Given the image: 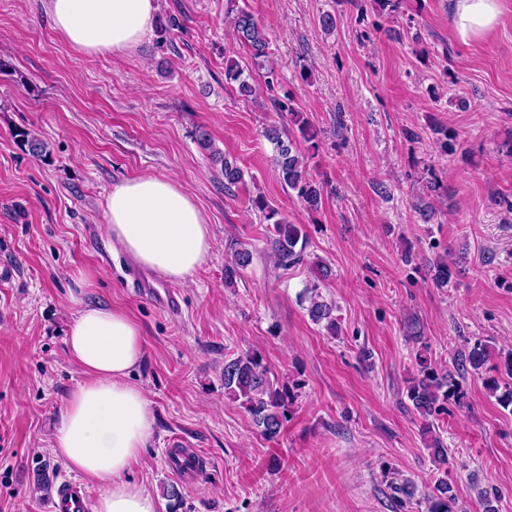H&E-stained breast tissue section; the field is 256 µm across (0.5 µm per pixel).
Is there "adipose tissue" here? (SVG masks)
<instances>
[{
	"instance_id": "adipose-tissue-1",
	"label": "adipose tissue",
	"mask_w": 512,
	"mask_h": 512,
	"mask_svg": "<svg viewBox=\"0 0 512 512\" xmlns=\"http://www.w3.org/2000/svg\"><path fill=\"white\" fill-rule=\"evenodd\" d=\"M462 43L482 39L502 19L501 0H448ZM156 0H47L52 28L89 56L118 54L142 43ZM105 218L116 241L139 266L172 282L190 278L212 252L213 237L196 201L172 178L140 175L115 185ZM142 330L127 313L81 307L67 353L84 379L68 394L52 451L65 467L103 483L90 512H157L158 500L128 474L153 432L144 391L130 380L143 358Z\"/></svg>"
}]
</instances>
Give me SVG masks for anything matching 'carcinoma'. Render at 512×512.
I'll return each mask as SVG.
<instances>
[{
    "label": "carcinoma",
    "instance_id": "cac0c4a2",
    "mask_svg": "<svg viewBox=\"0 0 512 512\" xmlns=\"http://www.w3.org/2000/svg\"><path fill=\"white\" fill-rule=\"evenodd\" d=\"M232 25L236 38L249 48L254 65L259 68L265 67L269 54V37L263 25L244 9L235 12ZM224 77L226 82L237 84L241 95H252V85L244 77L243 69L234 60H226ZM264 137L274 145L272 162L279 170L284 184L296 193L308 208H318L322 203L323 185L307 172L304 157L290 131L272 124L264 128ZM14 138L18 146L32 157H49L47 142L31 131L18 128L14 132ZM198 144L202 150L208 152L212 161L221 164L225 190L230 191L243 182L242 169L224 156L207 132L199 134ZM255 205L264 213L265 219L271 222V227L268 228V245L274 263L283 269L303 263L306 248V234L303 228L282 218H276L277 211L260 198L256 200ZM252 259V252L248 249H233L232 264L224 268L225 282L232 283L240 271L251 264ZM433 270L434 284L439 288L447 286L452 276L450 264L438 262L433 266ZM302 299L309 302L307 311L311 320L317 324L325 323L330 333L336 334V305L325 301L319 295L318 286L304 289ZM494 353L492 346L476 342L460 353L456 360V369L463 373L472 371L478 374L493 358ZM417 364L418 375L410 380L407 396L418 414L426 419L445 412L449 400L459 399L460 385L453 381L448 370L442 371L432 366L425 355H418ZM224 395L240 402L263 436L270 440L279 436L288 411V389L277 386V380L270 377L269 369L258 354L243 353L224 361ZM422 434L426 436V449L432 462L437 466L447 464L448 449L441 439L433 434L430 423L423 425ZM389 488L407 500L415 495L414 484L409 479L399 480L392 477L389 480ZM456 499L454 485L449 483L448 479L441 478L424 497L426 512H454Z\"/></svg>",
    "mask_w": 512,
    "mask_h": 512
}]
</instances>
